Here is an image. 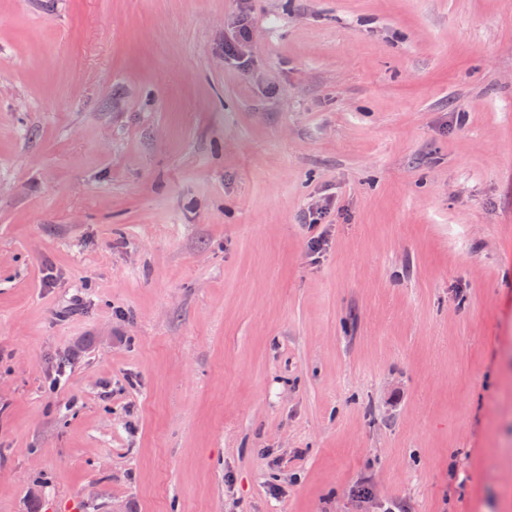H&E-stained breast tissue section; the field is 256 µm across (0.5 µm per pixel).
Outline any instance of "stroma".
Segmentation results:
<instances>
[{"label": "stroma", "instance_id": "1", "mask_svg": "<svg viewBox=\"0 0 512 512\" xmlns=\"http://www.w3.org/2000/svg\"><path fill=\"white\" fill-rule=\"evenodd\" d=\"M399 503L512 512V0H0V512Z\"/></svg>", "mask_w": 512, "mask_h": 512}]
</instances>
